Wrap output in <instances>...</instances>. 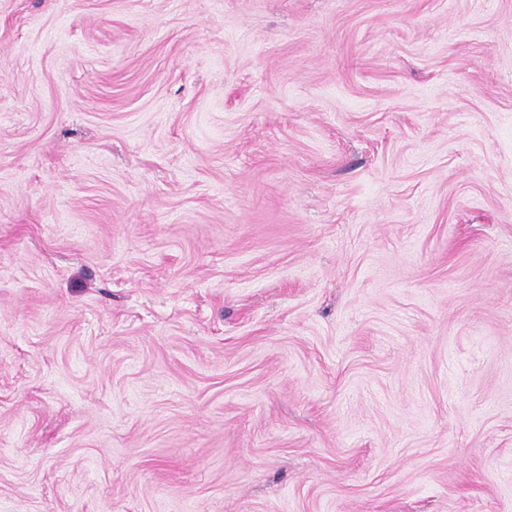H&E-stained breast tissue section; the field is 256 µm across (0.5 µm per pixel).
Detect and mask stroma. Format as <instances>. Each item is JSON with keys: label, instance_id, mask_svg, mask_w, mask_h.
I'll use <instances>...</instances> for the list:
<instances>
[{"label": "stroma", "instance_id": "stroma-1", "mask_svg": "<svg viewBox=\"0 0 512 512\" xmlns=\"http://www.w3.org/2000/svg\"><path fill=\"white\" fill-rule=\"evenodd\" d=\"M0 512H512V0H0Z\"/></svg>", "mask_w": 512, "mask_h": 512}]
</instances>
